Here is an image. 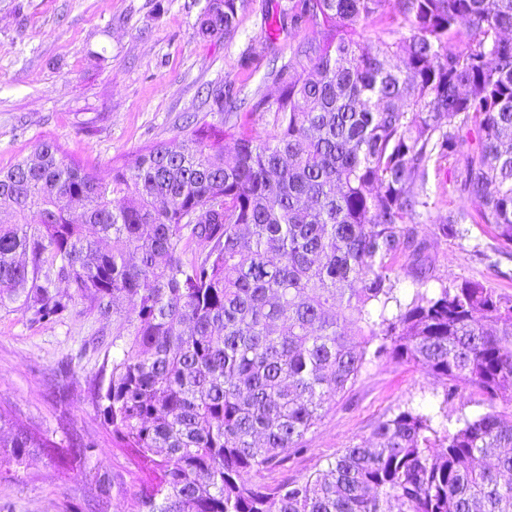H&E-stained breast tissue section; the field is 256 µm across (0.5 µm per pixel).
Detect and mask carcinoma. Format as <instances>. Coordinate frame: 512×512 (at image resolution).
Returning <instances> with one entry per match:
<instances>
[{"mask_svg":"<svg viewBox=\"0 0 512 512\" xmlns=\"http://www.w3.org/2000/svg\"><path fill=\"white\" fill-rule=\"evenodd\" d=\"M241 2L208 0L199 34L231 33ZM390 5L398 28L362 42L360 22ZM291 13L318 39L253 105L262 130L189 122L179 148L141 150L108 180L51 141L0 170V308L50 324L77 299L102 319L133 302L98 399L153 473L136 512H512L499 480L512 475V300L479 281L407 303L395 288L403 257L418 285L432 278L419 217L444 161L471 209L438 232L481 224L512 250V0H295ZM369 355L426 370L444 406L470 387L491 411L450 427L406 405L321 472L258 480L303 449ZM0 448L85 470L94 451L61 455L24 429Z\"/></svg>","mask_w":512,"mask_h":512,"instance_id":"1","label":"carcinoma"}]
</instances>
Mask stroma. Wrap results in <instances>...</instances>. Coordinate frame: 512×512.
Listing matches in <instances>:
<instances>
[{
	"label": "stroma",
	"mask_w": 512,
	"mask_h": 512,
	"mask_svg": "<svg viewBox=\"0 0 512 512\" xmlns=\"http://www.w3.org/2000/svg\"><path fill=\"white\" fill-rule=\"evenodd\" d=\"M207 0H0V169L55 141L103 179L114 164L160 141L180 144L187 116L231 128L261 98H274V72L310 27L293 26L290 0H245L229 35L198 34ZM245 101L228 114L216 95ZM421 218L433 277L429 291L478 281L512 299V257L483 226L465 238L435 232L449 206H461L447 171L431 173ZM102 321L75 302L51 325L0 310V408L17 426L40 430L58 447L93 443L91 472L66 470L35 450L0 466V512H134L147 469L113 437L96 393L112 367V339L127 333L132 309L118 299ZM443 386L424 370L388 358L366 362L343 396L306 436V451L263 472L275 483L324 469L327 460L369 440L374 423L398 407H437ZM108 494H101V480Z\"/></svg>",
	"instance_id": "35a3bbf8"
}]
</instances>
